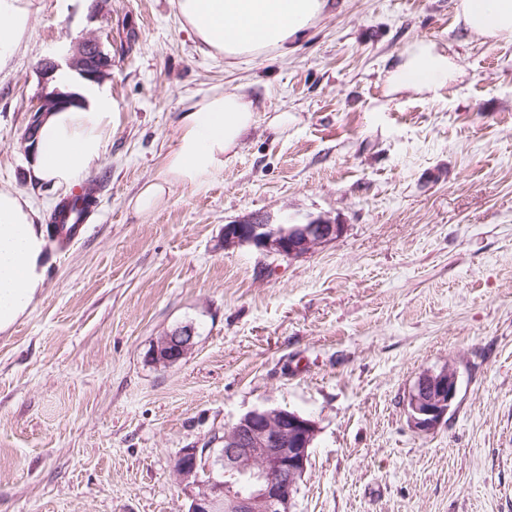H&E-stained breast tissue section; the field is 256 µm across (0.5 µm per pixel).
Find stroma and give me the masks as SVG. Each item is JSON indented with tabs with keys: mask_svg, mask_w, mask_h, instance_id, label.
<instances>
[{
	"mask_svg": "<svg viewBox=\"0 0 512 512\" xmlns=\"http://www.w3.org/2000/svg\"><path fill=\"white\" fill-rule=\"evenodd\" d=\"M455 2L330 0L287 54L231 64L173 0H32L0 69V187L44 226L68 197L32 181L24 135L42 60L79 38L112 59V128L88 234L47 238L44 288L0 332V512H186L176 453L269 407L317 427L295 512H512V41L465 32ZM421 38L463 76L388 94ZM241 86L256 122L223 173L135 212L180 113ZM256 214L342 230L290 259L225 247ZM187 324L195 347L153 362ZM449 365L457 400L418 433L408 395Z\"/></svg>",
	"mask_w": 512,
	"mask_h": 512,
	"instance_id": "obj_1",
	"label": "stroma"
}]
</instances>
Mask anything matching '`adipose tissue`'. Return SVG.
<instances>
[{
    "instance_id": "1",
    "label": "adipose tissue",
    "mask_w": 512,
    "mask_h": 512,
    "mask_svg": "<svg viewBox=\"0 0 512 512\" xmlns=\"http://www.w3.org/2000/svg\"><path fill=\"white\" fill-rule=\"evenodd\" d=\"M327 0H175L176 13L206 53L234 61L286 54L321 18ZM465 31L496 42L512 39V0H458ZM28 0H0V68L6 66L30 29ZM462 70L447 46L422 38L406 46L386 76L390 92L433 94L455 82ZM61 90L82 94L80 106L47 115L33 153L32 177L67 188L82 183L104 156L112 122V100L98 86L59 71ZM255 123V107L242 89L216 90L182 112L173 148L159 175L130 204L140 214L159 209L177 188H196L223 172ZM44 233L25 193L0 187V331L30 308L45 283Z\"/></svg>"
}]
</instances>
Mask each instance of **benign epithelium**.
I'll return each instance as SVG.
<instances>
[{
	"instance_id": "1",
	"label": "benign epithelium",
	"mask_w": 512,
	"mask_h": 512,
	"mask_svg": "<svg viewBox=\"0 0 512 512\" xmlns=\"http://www.w3.org/2000/svg\"><path fill=\"white\" fill-rule=\"evenodd\" d=\"M65 63L89 84L100 82L111 66L101 43L90 38L73 44ZM80 102L74 92L44 90L27 129V147H32L48 113ZM339 231V225L322 218L306 224L287 219L273 224L256 215L224 226V245L247 243L266 255L291 258L308 253ZM194 345V328L183 326L158 339L152 359L170 365L183 359ZM457 395L454 368L424 374L407 401L413 428L420 433L435 430ZM315 436L316 424L310 418L295 411L261 408L244 414L206 447L181 449L174 470L190 492L187 512H294Z\"/></svg>"
}]
</instances>
